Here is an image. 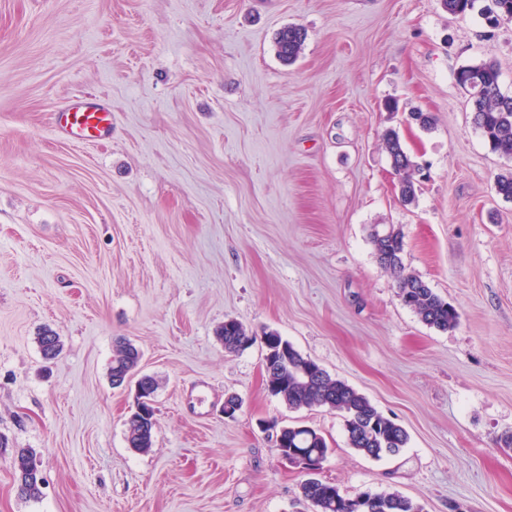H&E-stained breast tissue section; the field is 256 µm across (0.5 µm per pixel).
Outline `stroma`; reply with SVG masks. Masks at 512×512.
Wrapping results in <instances>:
<instances>
[{
	"label": "stroma",
	"mask_w": 512,
	"mask_h": 512,
	"mask_svg": "<svg viewBox=\"0 0 512 512\" xmlns=\"http://www.w3.org/2000/svg\"><path fill=\"white\" fill-rule=\"evenodd\" d=\"M477 0H0V512H313L269 424L317 429L321 477L398 491L424 512H512V157L473 122L455 71L494 59L512 95V21ZM307 32L299 58L277 33ZM112 135L52 129L74 98ZM433 117L424 128L415 112ZM419 167L413 202L384 134ZM452 304L439 331L396 296L374 226ZM235 319L272 330L403 426L373 460L339 412L266 389L262 343L228 354ZM63 350L45 361L42 328ZM157 384L152 448L132 451L118 342ZM237 397L234 418L224 402ZM30 448L39 498L17 490ZM306 36L305 30L299 26L283 28L276 39L278 56L288 63L293 62L300 55ZM140 361L139 351L132 345H120L112 358V365L110 368V376L113 381V385L118 387H126L129 384L127 378H121V376L114 377L116 371L128 373L132 375L138 367Z\"/></svg>",
	"instance_id": "35a3bbf8"
}]
</instances>
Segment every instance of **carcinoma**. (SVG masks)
I'll use <instances>...</instances> for the list:
<instances>
[{"label":"carcinoma","instance_id":"1","mask_svg":"<svg viewBox=\"0 0 512 512\" xmlns=\"http://www.w3.org/2000/svg\"><path fill=\"white\" fill-rule=\"evenodd\" d=\"M487 20L497 24L512 20V0H491L487 8ZM306 40L303 28L291 25L277 36L278 56L288 62L301 53ZM501 72L497 64L484 60L477 64L463 65L455 72L456 83L467 92L473 112V120L484 140L492 150L512 155V95L502 92ZM385 148L393 168L403 174L401 195L409 201L414 197V181L411 171L414 164L403 150L397 135L390 133L384 138ZM373 250L381 266L396 278L397 297L410 308L427 326L440 331L454 328L458 323L456 309L442 299L420 276L409 272L403 263L404 236L392 224L376 228L370 235ZM224 350L239 352L262 340L266 351L274 352L277 367L265 368L267 390L290 409L328 407L338 411L344 423L347 444L356 452L374 460L398 455L409 441L406 430L386 417L363 393L344 381L332 377L312 359L302 355L289 341L278 333L269 331L257 337L238 321L229 319L218 331ZM140 361L139 351L132 345L119 346L112 358L110 373L117 371L133 374ZM129 447L146 452L153 444V427L135 420L127 421ZM277 450L299 453L308 459L327 460L331 448L324 436L315 429L304 426H286L281 431ZM35 459L29 448L15 450L14 473L25 475L21 495L37 498L41 485L35 471L29 469ZM300 495L315 508V512H424L421 504L393 492L365 490L350 497L331 482L311 474L300 483Z\"/></svg>","mask_w":512,"mask_h":512}]
</instances>
